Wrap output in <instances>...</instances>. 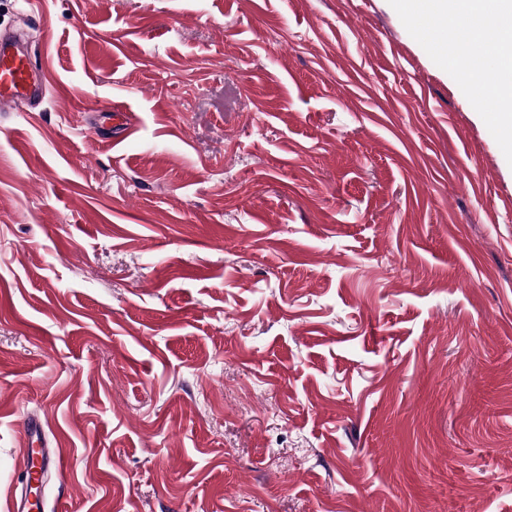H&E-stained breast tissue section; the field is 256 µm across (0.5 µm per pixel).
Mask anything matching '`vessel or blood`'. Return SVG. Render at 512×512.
Returning <instances> with one entry per match:
<instances>
[{
    "mask_svg": "<svg viewBox=\"0 0 512 512\" xmlns=\"http://www.w3.org/2000/svg\"><path fill=\"white\" fill-rule=\"evenodd\" d=\"M48 79L43 66L33 63L21 37L0 36V112L15 109L22 101L41 102ZM27 438L24 488L15 490L14 512H43L40 494L49 470H61L65 460L59 449L49 447L43 424L35 419L25 425Z\"/></svg>",
    "mask_w": 512,
    "mask_h": 512,
    "instance_id": "vessel-or-blood-1",
    "label": "vessel or blood"
}]
</instances>
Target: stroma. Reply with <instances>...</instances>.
Listing matches in <instances>:
<instances>
[{"label": "stroma", "instance_id": "obj_1", "mask_svg": "<svg viewBox=\"0 0 512 512\" xmlns=\"http://www.w3.org/2000/svg\"><path fill=\"white\" fill-rule=\"evenodd\" d=\"M12 25L0 512L32 417L57 512H512V165L388 0ZM20 36H0V112H10L22 101L39 104L48 79L42 65L33 63Z\"/></svg>", "mask_w": 512, "mask_h": 512}]
</instances>
